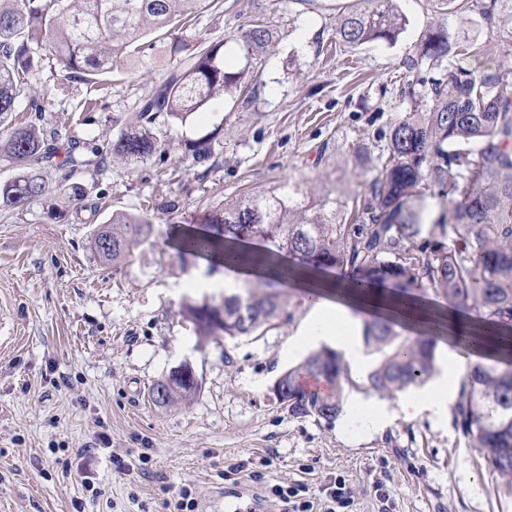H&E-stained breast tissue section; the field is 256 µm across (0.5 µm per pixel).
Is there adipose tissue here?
Wrapping results in <instances>:
<instances>
[{
  "label": "adipose tissue",
  "mask_w": 512,
  "mask_h": 512,
  "mask_svg": "<svg viewBox=\"0 0 512 512\" xmlns=\"http://www.w3.org/2000/svg\"><path fill=\"white\" fill-rule=\"evenodd\" d=\"M290 283L301 289L310 303V312L299 331L296 348L324 339L333 340L336 349L354 370L362 369L366 362L363 347L356 339L365 319L377 314L389 315L400 323H416L429 318L428 308L421 298L385 293L378 283L345 282L329 273L294 276ZM457 381L455 363L447 362L430 392L401 399V414L407 419L425 411L445 416L448 399L455 392Z\"/></svg>",
  "instance_id": "adipose-tissue-1"
}]
</instances>
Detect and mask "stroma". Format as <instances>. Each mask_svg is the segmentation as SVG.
<instances>
[{
	"mask_svg": "<svg viewBox=\"0 0 512 512\" xmlns=\"http://www.w3.org/2000/svg\"><path fill=\"white\" fill-rule=\"evenodd\" d=\"M349 2L218 0L200 12L192 33L223 41L230 69H248L256 96L215 101L178 127L157 118L151 131L167 151L136 166L112 142L137 122L149 82L70 78L37 51L41 71L13 122L63 151L99 149L104 162L65 183L46 165L47 193L0 212V512H166L168 487L184 483L199 512L239 495L257 512H283L270 485L317 487L339 474L353 512H379L383 494L389 512H512L506 477L486 467L453 416L426 411L382 430L346 410L332 424L290 416L273 385L305 358L289 351L308 311L300 289L285 290L287 317L249 336L204 338L183 314L185 302L215 297L191 280L224 269L179 258L173 226L288 181L354 198L356 145H384L412 107L405 89L427 96L431 79L448 77L446 66L411 63L429 27H462L480 41L498 28L439 0H397L407 19L398 39L351 47L335 33ZM260 23L275 37L250 58L242 36ZM43 95L49 111H31ZM202 137L213 153L205 169L184 158ZM117 212L147 215L152 226L115 269L99 262L93 233ZM185 361L196 394L155 405L154 384ZM138 461L147 476L121 468Z\"/></svg>",
	"mask_w": 512,
	"mask_h": 512,
	"instance_id": "stroma-1",
	"label": "stroma"
}]
</instances>
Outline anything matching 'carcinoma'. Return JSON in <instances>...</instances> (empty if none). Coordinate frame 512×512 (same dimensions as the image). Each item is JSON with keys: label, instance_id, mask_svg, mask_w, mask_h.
<instances>
[{"label": "carcinoma", "instance_id": "1", "mask_svg": "<svg viewBox=\"0 0 512 512\" xmlns=\"http://www.w3.org/2000/svg\"><path fill=\"white\" fill-rule=\"evenodd\" d=\"M214 0H0V158L17 170L0 183V210L19 211L47 192L40 176L53 152L40 132L9 121L17 96L36 71L33 46L46 45L68 77L90 81L134 65L156 39L185 27ZM457 14L475 12L489 20L512 21V0H448ZM406 17L396 0H357L336 19V36L350 46L393 41ZM274 32L256 25L243 36L246 54L269 46ZM188 50L185 65L163 74L140 99L138 124L123 129L112 153L138 164L159 150L149 125L162 113L174 125L204 111L218 98L233 96L247 73L224 63V42H203ZM420 61L444 59L448 81L432 80L430 101L414 96L412 112L394 124L383 152L372 163L363 144L355 152L367 177L366 191L354 201V223H347L346 202L328 192L313 197L290 182L259 194L224 202L205 223L208 235L182 234L184 257L220 254L230 263L308 254L318 269L333 268L363 281L373 272L394 281L405 295L432 291L454 310L473 312L489 329L512 328V33L497 45L472 47L459 32L431 26L415 48ZM484 58L480 73L464 60ZM212 156L207 140L186 147L190 165ZM441 188L437 202L429 185ZM151 221L119 212L94 233L95 252L114 268L133 245L145 240ZM258 241L259 251L240 252ZM286 296L265 284L258 294L247 287L217 305L187 303L184 313L200 336L234 338L254 333L278 319ZM363 341L380 352L368 376L379 392H403L418 385L435 367L431 336L402 337L393 322L364 321ZM291 416L333 423L342 412L352 379L340 353L324 348L286 371ZM197 386L174 375L157 382L153 400H189ZM454 422L469 443L485 451L487 468L512 473V368L477 364L460 380Z\"/></svg>", "mask_w": 512, "mask_h": 512}]
</instances>
